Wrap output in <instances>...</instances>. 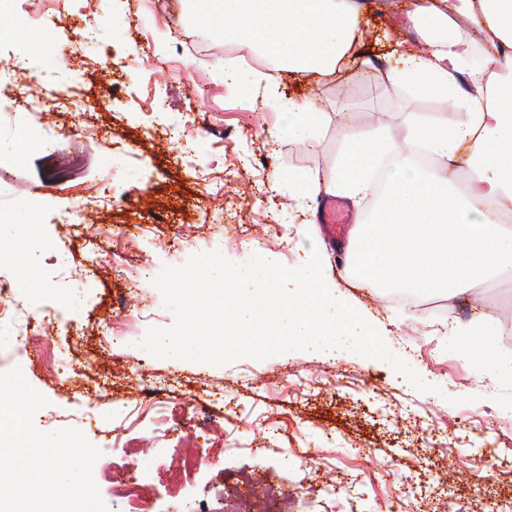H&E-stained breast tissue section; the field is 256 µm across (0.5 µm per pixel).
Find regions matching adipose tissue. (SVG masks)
Masks as SVG:
<instances>
[{
	"mask_svg": "<svg viewBox=\"0 0 512 512\" xmlns=\"http://www.w3.org/2000/svg\"><path fill=\"white\" fill-rule=\"evenodd\" d=\"M196 16L246 52L265 54L293 70L325 74L354 48L359 18L352 0H192ZM417 14L438 31L429 53L403 49L404 66L394 81L419 93L462 106L467 123L444 120L409 122L401 138L386 135L352 139L328 181L308 173L274 171L273 181L290 179L310 200L341 193L352 198L373 193V161L405 157L425 146L435 161L429 169L407 166L406 174L385 191L379 219L358 225L347 249V268L362 283L390 286L417 295L456 296L512 264V225L495 212L481 222H464L466 211L500 199L512 200V58L484 53L471 90L457 76L475 53L458 34V18L469 19L512 47V0H422ZM269 104L288 117L284 134L313 132L317 115L296 99L270 90ZM466 152L467 191L455 195L439 169L458 150ZM470 343L482 352L478 370L494 377L507 371L495 352L497 326L482 320L468 329Z\"/></svg>",
	"mask_w": 512,
	"mask_h": 512,
	"instance_id": "1",
	"label": "adipose tissue"
}]
</instances>
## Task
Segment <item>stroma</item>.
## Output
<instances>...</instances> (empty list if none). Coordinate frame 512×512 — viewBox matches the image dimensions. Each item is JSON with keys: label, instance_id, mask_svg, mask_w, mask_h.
<instances>
[{"label": "stroma", "instance_id": "35a3bbf8", "mask_svg": "<svg viewBox=\"0 0 512 512\" xmlns=\"http://www.w3.org/2000/svg\"><path fill=\"white\" fill-rule=\"evenodd\" d=\"M25 2L41 10V22L32 26L25 16L16 17L15 35L0 40V62L29 59L56 88L54 109L31 133L38 138L44 128L56 130L71 172L50 187L43 152L0 137V208L10 218L0 226V244L26 242L39 253L35 281L15 284L16 303L21 317L57 318L53 346L39 353L46 367L27 378L49 401L36 414V427L47 430L46 414L52 411L66 416L69 427L93 445L106 446L126 403L142 393L135 370L145 359L154 374L171 380L168 411L146 419L138 430L154 437L156 447H177L180 436L203 426L207 385L236 400L224 421V438L242 445L226 452L221 465L200 467L188 496L201 512H225V488L245 479L260 487L287 482L299 494L297 512H385L391 499L400 502V512H497L503 500L512 499V379L476 374L472 354L456 351L448 333L450 326L472 325L482 313L501 320L504 303L512 304V283L492 296L478 282L461 298L443 299L424 312L395 303L390 291L341 275L344 243L326 235L320 214L334 203L353 223L365 224L378 218V199L323 194L313 215L294 183L269 187L277 168L311 170L328 179L350 137L397 135L414 119L467 121L465 109L387 78L402 63L397 42L383 41V33L393 30L397 41L420 45L436 36L414 15L417 0H357L360 39L354 56L326 76L278 71V91L319 115L313 136L278 141L268 132L285 118L262 105L264 84L242 91L225 82L224 65L236 56L225 52L218 32L209 33L211 53L183 58L160 98H151L146 77L157 58L171 56L172 31H204L188 0H165L162 12L150 11L145 0H111L101 14L95 0ZM77 12L94 28V44L73 42L56 25L60 15ZM133 14L144 18L134 41L126 29ZM53 44L69 46L71 58L45 53ZM85 123L98 128L100 139L74 137ZM172 126L192 133L191 143L169 134ZM115 164L126 174L97 209L99 231L110 252L141 275L124 280L103 264L80 279L73 272L91 251L83 246L80 228L65 226L62 212L78 204L77 188L95 183ZM146 209L156 223H143ZM232 236L249 239V248L230 247ZM314 248L336 297L370 310L389 349L412 354L415 371L439 386V393L420 392L387 362L352 352L332 359L292 351L214 366L151 358L140 348L141 333L175 321L152 287L163 266L217 251L236 264L271 253L281 265L297 268ZM143 288L150 291L151 305L139 335L112 347L101 342L117 301ZM68 296L79 298V305L65 309ZM91 353L101 367L84 388L102 380L112 395L93 421L83 389L60 390L48 377L52 370L71 371ZM486 428L495 431L497 445L488 449L483 470L474 473V435Z\"/></svg>", "mask_w": 512, "mask_h": 512}]
</instances>
